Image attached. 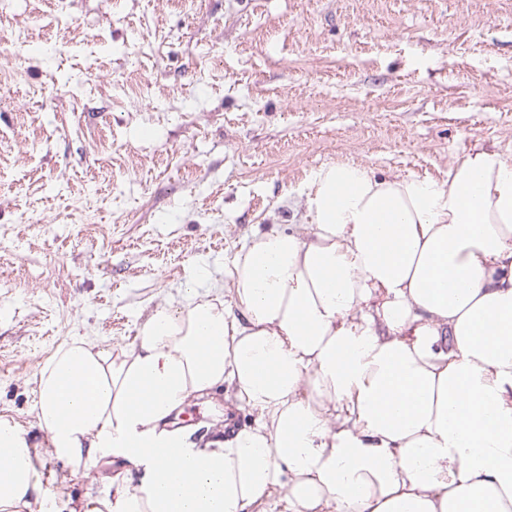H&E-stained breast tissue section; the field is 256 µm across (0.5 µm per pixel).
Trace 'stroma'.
Segmentation results:
<instances>
[{
  "label": "stroma",
  "instance_id": "stroma-1",
  "mask_svg": "<svg viewBox=\"0 0 512 512\" xmlns=\"http://www.w3.org/2000/svg\"><path fill=\"white\" fill-rule=\"evenodd\" d=\"M512 156V0H0V420L38 492L90 512L119 470L36 422L77 338L119 350L157 305L223 291L254 232L297 230L326 164L447 181Z\"/></svg>",
  "mask_w": 512,
  "mask_h": 512
}]
</instances>
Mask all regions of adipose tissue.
<instances>
[{"label": "adipose tissue", "instance_id": "ef3b65f1", "mask_svg": "<svg viewBox=\"0 0 512 512\" xmlns=\"http://www.w3.org/2000/svg\"><path fill=\"white\" fill-rule=\"evenodd\" d=\"M304 205L306 233L254 235L223 295L157 305L116 354L61 347L39 380L50 448L141 470L104 512H512V159L472 150L443 183L329 164ZM221 390L253 427L169 429ZM36 488L1 420L0 512Z\"/></svg>", "mask_w": 512, "mask_h": 512}]
</instances>
